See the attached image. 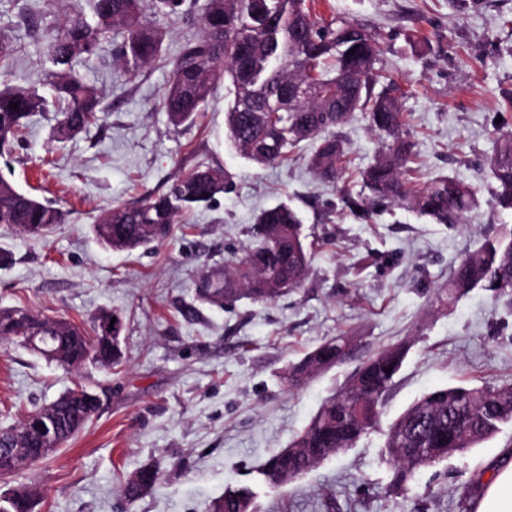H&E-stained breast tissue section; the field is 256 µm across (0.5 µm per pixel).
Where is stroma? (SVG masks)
<instances>
[{
    "label": "stroma",
    "mask_w": 512,
    "mask_h": 512,
    "mask_svg": "<svg viewBox=\"0 0 512 512\" xmlns=\"http://www.w3.org/2000/svg\"><path fill=\"white\" fill-rule=\"evenodd\" d=\"M203 0H186L193 18L171 24L160 58L137 75L111 48L78 64L101 92L106 114L73 139L53 133V110L30 117L0 175L57 203L63 224L42 236L0 226V309L91 328L101 311L124 318L120 367L90 361L67 370L0 341V429L82 385L100 404L62 448L30 470L0 478V494L26 485L37 512H208L225 486L256 492V512H466L473 477L512 459V426L465 454L421 470L405 495L391 491L382 461L391 423L423 393L460 383L512 380V312L476 289L454 307L436 295L454 266L511 213L491 205L481 163L496 137L512 130V0H314L325 15L355 20L375 34L385 83L407 113L416 143L406 177L419 184L455 175L478 190L465 226L435 223L400 205L369 224L344 208L362 192L359 172L386 144L362 116L339 130L345 174L324 185L313 176L310 144L287 161L260 166L234 148L227 102L216 86L193 122L172 127L160 107L185 39L198 31ZM90 16L89 0H0V37L15 52L0 84L47 93L52 65L44 38L64 21ZM199 166L233 177L215 204L187 214L152 249L108 251L94 236L103 211L138 204ZM297 208L317 247L302 288L271 302L222 307L198 296L204 275L242 256L260 209ZM356 330L362 345L344 364L288 389L287 367L325 337ZM408 342L379 424L356 448L278 491L258 469L300 432L331 390L374 350ZM159 470L155 488L135 503L121 494L140 467Z\"/></svg>",
    "instance_id": "obj_1"
}]
</instances>
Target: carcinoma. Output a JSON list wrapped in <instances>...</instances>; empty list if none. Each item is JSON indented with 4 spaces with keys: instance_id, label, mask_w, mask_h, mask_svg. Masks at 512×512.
<instances>
[{
    "instance_id": "carcinoma-1",
    "label": "carcinoma",
    "mask_w": 512,
    "mask_h": 512,
    "mask_svg": "<svg viewBox=\"0 0 512 512\" xmlns=\"http://www.w3.org/2000/svg\"><path fill=\"white\" fill-rule=\"evenodd\" d=\"M171 19L184 15V0H91L93 22L73 21L49 36L47 51L54 65L46 97L30 87H0V155L10 152L26 119L48 104L56 109L55 135L68 140L101 120L100 94L74 62L97 54L121 34L116 60L137 74L160 53L163 27L147 12ZM202 33L185 42L173 76L161 97L169 123L179 127L202 110L214 85L224 81L228 99L225 120L230 137L245 157L266 166L286 159L304 141L313 144L309 166L327 183H336L345 154L337 129L355 113H365L369 125L391 142L361 173L370 198L348 193L345 206L370 223L377 206L402 205L439 224H460L479 201L471 184L454 175H440L418 186L404 179L414 157V143L405 131L407 116L397 97L375 92L384 78L381 50L374 34L353 20L315 13L306 0H205ZM302 78L311 96L298 105L282 98L283 85ZM17 109H12V104ZM495 188L491 201L498 211H512V132L500 134L486 161ZM220 169L198 167L173 178L167 190L148 195L139 204L106 211L94 226L97 238L114 251H133L166 238L186 211L209 205L224 192ZM209 197H204V194ZM64 221L51 201H39L0 176V224L22 231H41ZM300 212L285 204L262 210L250 227L245 254L224 265V276H204L199 294L220 304L228 299L268 302L283 291L303 286L312 253L305 244ZM475 288L512 310V225L502 224L481 246L466 254L453 269L448 285L439 289L440 306L452 307ZM116 318L112 345L99 340L102 322ZM46 318L29 315L24 322L0 312V341L30 334L54 351L53 362L77 369L88 360L116 364L120 359L123 317L104 311L92 334L69 322L59 337L44 329ZM362 343L356 332L341 331L289 365L288 387L297 388L316 373L343 362ZM409 352L406 343L369 354L343 387L331 393L309 423L273 455L260 471L263 482L281 489L326 459L356 447L379 422L387 397ZM392 368L387 373L385 369ZM97 405H63L59 428L67 429L73 415L92 417ZM512 424V381L499 384L439 387L416 399L391 425L384 461L392 472L391 491L405 493L422 469L461 455ZM159 480L153 465L136 470L122 495L133 504ZM254 495L245 486L227 487L210 512H253ZM37 494L24 488L11 512H36Z\"/></svg>"
}]
</instances>
